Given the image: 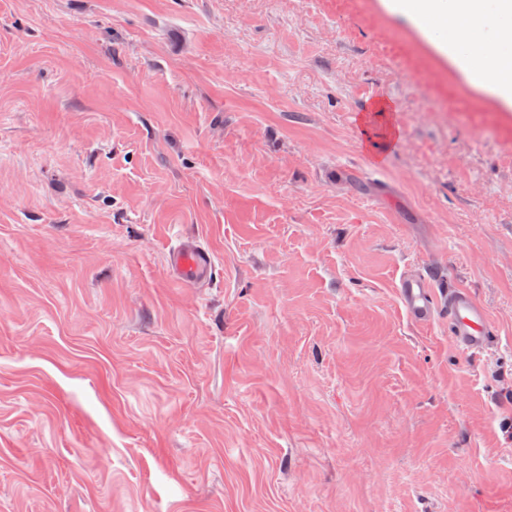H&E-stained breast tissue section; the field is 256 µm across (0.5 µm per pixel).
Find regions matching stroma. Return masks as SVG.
Here are the masks:
<instances>
[{
	"instance_id": "35a3bbf8",
	"label": "stroma",
	"mask_w": 512,
	"mask_h": 512,
	"mask_svg": "<svg viewBox=\"0 0 512 512\" xmlns=\"http://www.w3.org/2000/svg\"><path fill=\"white\" fill-rule=\"evenodd\" d=\"M390 2L0 0V512H512V107ZM168 262L175 277L185 286H195L215 273L211 249L197 242L175 247L169 252ZM396 293L406 317L419 325H430L448 316V334L462 353L484 354L496 350L498 325L487 307L468 288H435L423 274H404Z\"/></svg>"
}]
</instances>
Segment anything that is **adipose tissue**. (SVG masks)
<instances>
[{"label": "adipose tissue", "mask_w": 512, "mask_h": 512, "mask_svg": "<svg viewBox=\"0 0 512 512\" xmlns=\"http://www.w3.org/2000/svg\"><path fill=\"white\" fill-rule=\"evenodd\" d=\"M427 32H447L468 80L512 104V10L499 0H392Z\"/></svg>", "instance_id": "ef3b65f1"}]
</instances>
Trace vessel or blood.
<instances>
[{
  "label": "vessel or blood",
  "mask_w": 512,
  "mask_h": 512,
  "mask_svg": "<svg viewBox=\"0 0 512 512\" xmlns=\"http://www.w3.org/2000/svg\"><path fill=\"white\" fill-rule=\"evenodd\" d=\"M169 265L180 283L194 286L215 273L213 254L208 246L183 243L170 251ZM396 293L406 317L419 325L448 318V334L462 353L484 354L495 350L498 326L487 307L463 287L437 289L422 273L402 275Z\"/></svg>",
  "instance_id": "1"
}]
</instances>
